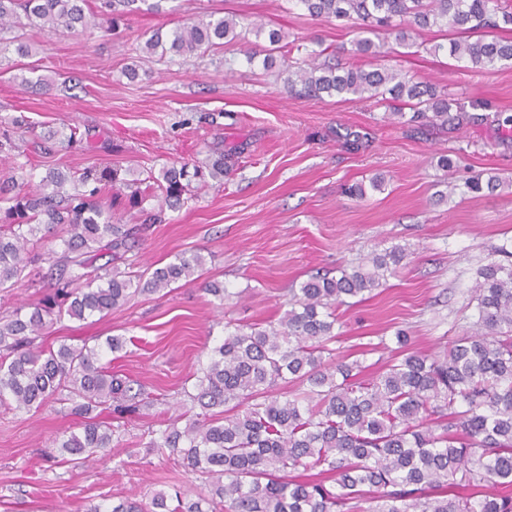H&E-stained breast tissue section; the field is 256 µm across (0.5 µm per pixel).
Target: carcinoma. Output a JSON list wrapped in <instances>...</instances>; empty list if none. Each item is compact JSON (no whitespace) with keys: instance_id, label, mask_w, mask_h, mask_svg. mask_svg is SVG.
Masks as SVG:
<instances>
[{"instance_id":"1","label":"carcinoma","mask_w":512,"mask_h":512,"mask_svg":"<svg viewBox=\"0 0 512 512\" xmlns=\"http://www.w3.org/2000/svg\"><path fill=\"white\" fill-rule=\"evenodd\" d=\"M135 0H0V32L21 18L62 35L117 27ZM309 16L347 20L358 33L356 51L376 57L384 32L399 44L411 33L451 26L449 54L480 71L512 62V39L495 32L512 27V0H296ZM267 33L285 44L288 89L306 99L352 95L359 100L411 110L412 125L446 128L475 121L447 92L385 68L342 67L313 50L291 57L294 46L279 29L233 17L189 21L163 43L154 32L147 54L203 58L228 44H247ZM221 154L207 170L187 164L149 175L161 189L157 205L119 180L117 170H50L38 184L24 182L28 163L0 180V288L32 276L46 262L58 270L54 291L36 304L17 306L0 319V407L16 411L56 403L79 418L77 429L54 443L84 460L111 447L125 419L140 410L122 378L100 365L101 350L65 342L45 348L36 339L53 318L84 320L105 315L137 293H156L194 283L204 266L199 253L142 274L99 267V256L117 258L139 240L142 224H120L100 195L105 183L129 190L128 201L160 224L176 209L191 179L224 180ZM497 177L477 175L464 187L494 191ZM406 254L393 247L336 276L315 275L293 290L277 325L249 330L224 326V339L208 354L188 398L201 412L168 417L150 431L147 447L178 456L189 471L208 479V496L190 500L177 490L148 503L124 501L109 512H512V263L478 270L473 334L437 356L406 352L372 378L365 367L336 358L339 307L372 292L396 273ZM176 505H170V502ZM370 501L372 506L363 508Z\"/></svg>"}]
</instances>
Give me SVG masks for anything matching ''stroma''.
Returning <instances> with one entry per match:
<instances>
[{"instance_id":"1","label":"stroma","mask_w":512,"mask_h":512,"mask_svg":"<svg viewBox=\"0 0 512 512\" xmlns=\"http://www.w3.org/2000/svg\"><path fill=\"white\" fill-rule=\"evenodd\" d=\"M232 13L281 29L295 44L321 45L340 63L383 67L436 84L480 119L448 131L399 123L388 108L338 96H294L281 67L247 63L238 47L185 63L141 51L153 31L171 33L186 19ZM9 37L29 55L0 51V128L12 130L30 160L32 182L52 168L119 169L143 179L173 164H202L231 150L223 181L192 190L163 223L151 225L124 259L121 272L152 273L185 252L205 259L201 279L159 293L132 296L106 316L55 321L42 343L102 347L101 362L148 394L107 455L73 463L53 445L74 416L48 405L30 412L0 410V512H83L130 497L150 501L182 488L190 477L167 455L148 450V431L176 414L185 381L205 365L206 347L222 341L225 323L278 322L290 291L309 275L335 271L398 246L406 257L396 276L361 301L340 307L337 355L375 375L408 347L444 350L469 334L477 319L478 270L512 259V138L495 116L512 113V66L474 71L446 52L439 28L415 34L417 53L392 45L378 58L353 53L350 22L311 18L295 0H138L116 29L69 36L41 26ZM136 68L129 79L126 68ZM81 142L68 143L71 130ZM450 167H442L441 157ZM484 173L495 192L449 193V184ZM383 177L382 190L356 199L347 186ZM223 282L227 296L205 293ZM126 341L105 350L107 337Z\"/></svg>"}]
</instances>
